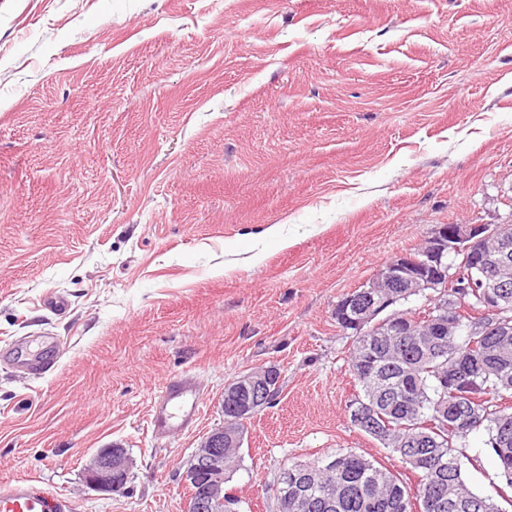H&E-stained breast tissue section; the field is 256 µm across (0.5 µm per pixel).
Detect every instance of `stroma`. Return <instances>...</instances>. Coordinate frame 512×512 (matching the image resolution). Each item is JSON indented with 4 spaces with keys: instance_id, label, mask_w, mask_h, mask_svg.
<instances>
[{
    "instance_id": "35a3bbf8",
    "label": "stroma",
    "mask_w": 512,
    "mask_h": 512,
    "mask_svg": "<svg viewBox=\"0 0 512 512\" xmlns=\"http://www.w3.org/2000/svg\"><path fill=\"white\" fill-rule=\"evenodd\" d=\"M511 216L512 0H0V351L60 348L40 378L0 361V484L184 512L225 384L258 366L281 391L225 484L239 512H277L294 461L405 474L349 422L333 311L438 225ZM181 373L200 420L156 437ZM488 440L462 474L512 512ZM113 444L134 468L110 497L83 465ZM200 402V385L193 376L181 374L168 378L150 408L152 432L158 437L169 438L189 431L197 424Z\"/></svg>"
}]
</instances>
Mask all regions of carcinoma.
<instances>
[{"mask_svg": "<svg viewBox=\"0 0 512 512\" xmlns=\"http://www.w3.org/2000/svg\"><path fill=\"white\" fill-rule=\"evenodd\" d=\"M408 327L406 336H389L383 325L374 326L363 338H355L348 365L353 368L367 360L372 374L354 378L361 398L375 408L381 432L375 433L349 417L351 425L397 454L417 475L415 488L362 455L350 454L336 466L322 469L316 461L293 462L291 471L310 474L306 483L294 489L286 486L288 497L278 512H415L414 502L425 503L435 485L443 484L446 494L471 504V508H445L442 512H500L498 506L469 487L462 476V460L476 465L478 459L466 453V437L484 428L489 440L500 435L508 444L492 448L507 486L512 488V343L503 349L492 336H469L458 327L445 336L431 335L432 327L422 317L400 314ZM480 359L476 374L478 389L472 398H454L438 386L456 362ZM434 421L440 433L419 440L420 425ZM412 447L423 455L418 464L404 451Z\"/></svg>", "mask_w": 512, "mask_h": 512, "instance_id": "carcinoma-1", "label": "carcinoma"}]
</instances>
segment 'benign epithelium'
<instances>
[{
  "label": "benign epithelium",
  "instance_id": "benign-epithelium-1",
  "mask_svg": "<svg viewBox=\"0 0 512 512\" xmlns=\"http://www.w3.org/2000/svg\"><path fill=\"white\" fill-rule=\"evenodd\" d=\"M512 228V220L500 224H443L426 237V247L420 252H409L382 268L375 277L349 294L345 308L351 310L346 325L352 335L361 336L365 326L384 323L398 314L399 306L409 295H421L426 303L422 311L436 335L440 336L461 318L469 314L472 321L468 331L472 336H486L495 330L500 336L512 334V310L504 285L496 278V271L512 258V241L501 238L493 251L482 248L485 240ZM459 259L467 268V282L458 283L460 275L449 267ZM388 283V290L380 299L369 300L373 288ZM471 287L481 289L480 305L469 309L464 293L457 294V304L441 314L448 289ZM473 365L465 364L441 380V385L454 396H462L471 377ZM274 368L256 367L224 386V400L230 403L233 417L213 428L191 454L183 472L187 486H203L200 497L187 502L188 512H237V500L224 491V449L241 448L244 428L248 420L260 409L277 399L280 383L273 382ZM133 468V460L124 448L116 445L97 451L85 468V482L93 490L112 495L124 492Z\"/></svg>",
  "mask_w": 512,
  "mask_h": 512
}]
</instances>
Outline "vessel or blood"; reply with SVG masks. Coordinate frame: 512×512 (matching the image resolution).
Instances as JSON below:
<instances>
[{"label": "vessel or blood", "mask_w": 512, "mask_h": 512, "mask_svg": "<svg viewBox=\"0 0 512 512\" xmlns=\"http://www.w3.org/2000/svg\"><path fill=\"white\" fill-rule=\"evenodd\" d=\"M9 358L19 373L36 378L46 374L56 362L52 343H42L38 349L14 346ZM201 409V389L197 380L181 374L168 378L150 408L153 433L169 438L193 428ZM73 502L60 495H49L38 489L33 480L20 479L0 487V512H73Z\"/></svg>", "instance_id": "b4317fda"}]
</instances>
